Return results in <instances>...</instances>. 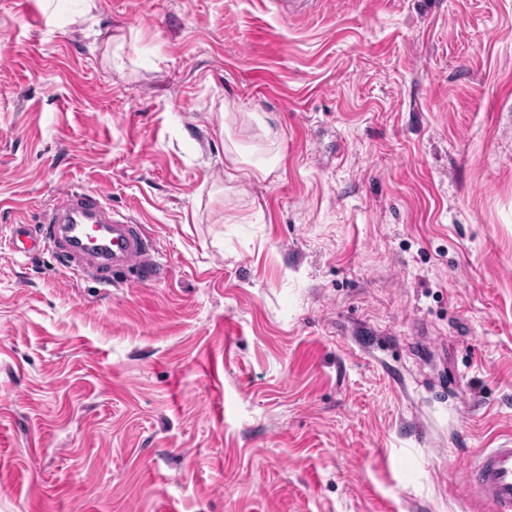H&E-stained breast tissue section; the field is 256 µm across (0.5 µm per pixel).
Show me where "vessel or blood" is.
Returning <instances> with one entry per match:
<instances>
[{
	"label": "vessel or blood",
	"instance_id": "obj_1",
	"mask_svg": "<svg viewBox=\"0 0 512 512\" xmlns=\"http://www.w3.org/2000/svg\"><path fill=\"white\" fill-rule=\"evenodd\" d=\"M45 222L49 239L104 275L150 266L152 256L130 215L108 209L98 194L67 192ZM467 480L488 512H512V443L482 450L466 467Z\"/></svg>",
	"mask_w": 512,
	"mask_h": 512
}]
</instances>
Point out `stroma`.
I'll return each instance as SVG.
<instances>
[{"label":"stroma","instance_id":"1","mask_svg":"<svg viewBox=\"0 0 512 512\" xmlns=\"http://www.w3.org/2000/svg\"><path fill=\"white\" fill-rule=\"evenodd\" d=\"M96 3L0 0V512H486L512 0ZM70 189L155 281L13 250Z\"/></svg>","mask_w":512,"mask_h":512}]
</instances>
